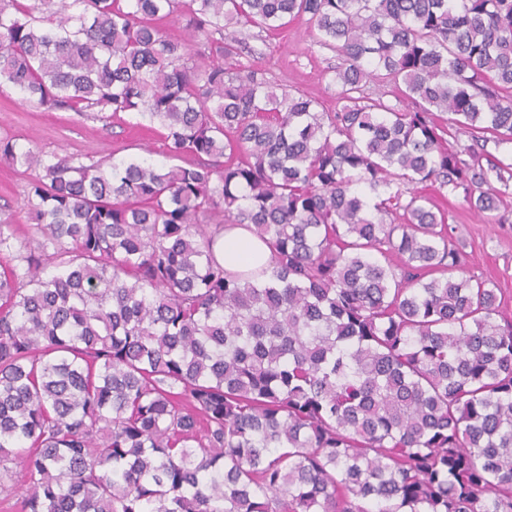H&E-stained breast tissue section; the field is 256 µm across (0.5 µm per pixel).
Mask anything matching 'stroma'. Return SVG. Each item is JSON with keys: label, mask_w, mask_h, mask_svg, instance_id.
<instances>
[{"label": "stroma", "mask_w": 512, "mask_h": 512, "mask_svg": "<svg viewBox=\"0 0 512 512\" xmlns=\"http://www.w3.org/2000/svg\"><path fill=\"white\" fill-rule=\"evenodd\" d=\"M241 37L246 49L240 63L264 71L277 90L315 99L326 111L336 110L339 88L331 77L339 59L317 43L305 22H289L273 35L246 26ZM1 138L84 163L143 157L157 165L170 163L162 137L149 122H137L123 112L104 122L37 107L24 102L18 91L7 85L0 87ZM26 186V174L0 158V219L26 223ZM443 207L466 273L494 283L504 309L512 315V200L501 205L489 222L471 212L459 196L448 197Z\"/></svg>", "instance_id": "1"}]
</instances>
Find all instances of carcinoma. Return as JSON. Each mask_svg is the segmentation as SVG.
Returning <instances> with one entry per match:
<instances>
[{
  "label": "carcinoma",
  "mask_w": 512,
  "mask_h": 512,
  "mask_svg": "<svg viewBox=\"0 0 512 512\" xmlns=\"http://www.w3.org/2000/svg\"><path fill=\"white\" fill-rule=\"evenodd\" d=\"M294 19L341 58L334 112L224 67L240 28ZM0 81L196 158L0 139L29 173L28 244L0 220V493L20 468L21 512H512V320L402 190L488 220L512 196V0H0ZM447 122L470 144L442 147ZM229 224L272 266L225 269Z\"/></svg>",
  "instance_id": "cac0c4a2"
}]
</instances>
